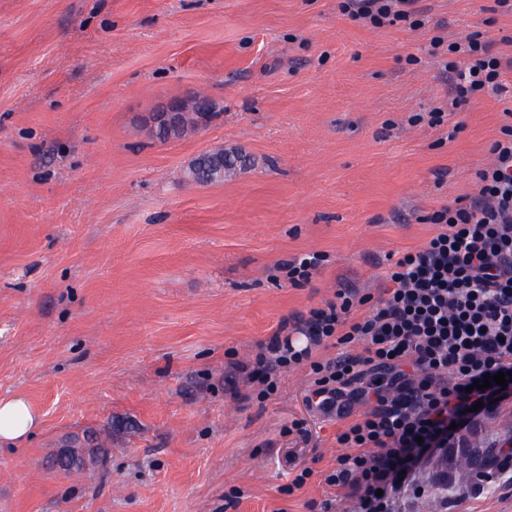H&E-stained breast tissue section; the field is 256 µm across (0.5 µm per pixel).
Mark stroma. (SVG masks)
Returning <instances> with one entry per match:
<instances>
[{
  "mask_svg": "<svg viewBox=\"0 0 512 512\" xmlns=\"http://www.w3.org/2000/svg\"><path fill=\"white\" fill-rule=\"evenodd\" d=\"M425 25L373 29L337 0H0V396L44 426L0 446V512H309L342 449L310 411L307 369L270 399H232L231 364L288 318L353 286L435 232L424 217L472 191L506 92L430 125L449 88L436 31H512L492 0H422ZM214 118L161 140L152 114L193 95ZM239 156L190 182L198 155ZM325 260L304 286L280 263ZM302 423L306 438L288 431ZM512 399L442 463H502ZM107 448L67 475L48 454ZM448 512H512L482 485ZM240 492L228 506L231 492Z\"/></svg>",
  "mask_w": 512,
  "mask_h": 512,
  "instance_id": "1",
  "label": "stroma"
}]
</instances>
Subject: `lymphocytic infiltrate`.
Wrapping results in <instances>:
<instances>
[{
	"label": "lymphocytic infiltrate",
	"instance_id": "obj_1",
	"mask_svg": "<svg viewBox=\"0 0 512 512\" xmlns=\"http://www.w3.org/2000/svg\"><path fill=\"white\" fill-rule=\"evenodd\" d=\"M417 2L338 0L337 8L375 28L402 22L417 30ZM429 44L453 107L504 91L512 34L495 43L474 30ZM489 153L469 194L426 215L436 233L391 263L378 294L337 289L323 307L294 317L288 335L273 334L255 358L233 366L261 400L277 392L284 372L308 367L309 409L342 421L336 440L345 452L322 475L333 495L319 512L342 499L349 512H400L403 498L425 495L423 469L461 441L478 413L512 398L511 112ZM331 344L341 353L319 357ZM352 345L359 353H349ZM500 372L505 385L474 388Z\"/></svg>",
	"mask_w": 512,
	"mask_h": 512
}]
</instances>
